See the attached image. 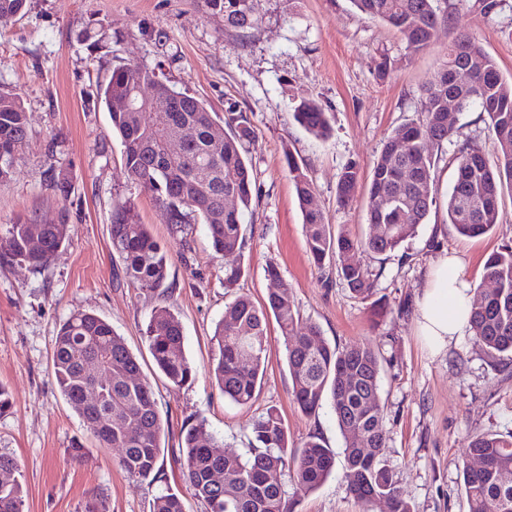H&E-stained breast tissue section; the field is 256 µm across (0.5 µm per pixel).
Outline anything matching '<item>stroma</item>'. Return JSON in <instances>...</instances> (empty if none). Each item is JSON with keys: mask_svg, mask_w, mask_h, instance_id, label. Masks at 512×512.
Listing matches in <instances>:
<instances>
[{"mask_svg": "<svg viewBox=\"0 0 512 512\" xmlns=\"http://www.w3.org/2000/svg\"><path fill=\"white\" fill-rule=\"evenodd\" d=\"M261 8V24L246 34L226 28L223 13L205 0H28L24 13L0 18V91L18 94L29 116L28 141L10 179L0 182V225L31 216L51 224L64 213L70 224L68 241L48 268L0 267V385L11 396L10 408L0 413V454L20 464L26 512H150L154 496L167 487L183 493L186 512H207L188 494L175 462L184 427L204 421L223 437L225 452L243 454L250 423L269 406L281 412L293 448L315 433L333 451L342 450L330 405L308 416L293 403L276 322L268 324L267 370L252 404L225 399L205 375L225 303L238 292L263 301L273 286L266 277L270 265L288 283L303 321L319 326L330 344H368L387 357L380 381L383 453L415 512H468L466 438L512 431V364L490 366L468 335L432 354L415 327L418 297L439 257L458 256L464 280L476 289L488 255L512 247V197L487 235H459L436 206L414 238L369 259L374 295L393 310L375 326L368 303L350 293L335 266L313 265L286 163L291 156L306 168L313 204L333 229L367 235L373 163L392 131L417 119L422 89L445 60L451 35L476 37L512 78V0H501L493 15L459 0L451 27L439 29L419 54L409 53L388 25L357 13L349 0H262ZM383 57L390 71L381 78ZM120 62L144 64L210 111L243 116L254 129L246 156L256 187L240 256L216 255L202 224L191 225L187 235L173 234L151 195L128 177L121 141L98 96ZM304 99L331 114L329 139H316L294 121L293 108ZM468 142L496 160L488 122L474 108L456 115L437 156L439 200L453 184L451 158ZM350 163L357 164L360 179L353 198L341 205L336 184ZM60 167L72 176L65 198L49 184L52 169ZM118 199L131 200L133 221L148 225L168 253L167 303L198 370L179 388L157 370L148 349L146 328L157 295L130 285L112 250ZM238 263L245 273L230 292L224 270ZM77 308L112 325L153 386L166 422L161 481L127 478L118 466L120 449L98 446L55 383L56 328ZM76 439L85 446L80 459L71 454ZM284 490L289 512H386L359 503L339 469L312 493H297L289 483Z\"/></svg>", "mask_w": 512, "mask_h": 512, "instance_id": "1", "label": "stroma"}]
</instances>
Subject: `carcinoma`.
Here are the masks:
<instances>
[{"label":"carcinoma","instance_id":"cac0c4a2","mask_svg":"<svg viewBox=\"0 0 512 512\" xmlns=\"http://www.w3.org/2000/svg\"><path fill=\"white\" fill-rule=\"evenodd\" d=\"M224 13L225 26L245 31L262 22L261 0H206ZM369 19L397 29L412 53L425 50L441 27L449 26L456 10L453 0H350ZM472 57L482 60L478 73L468 71ZM171 89L155 71L139 63H123L112 69L99 86L112 131L123 146L128 176L150 193L165 213L172 232L186 233L190 224L207 227L213 251L221 256L242 249L243 224L251 208L254 174L245 157V144L254 130L241 117L225 119L208 110L196 97H181L174 112H155L146 103V91ZM459 111L476 106L485 114L497 145L492 164L476 144L455 157V180L443 203L444 221L462 236L475 238L498 223L504 190H512V80H507L495 61L469 35L448 42L443 67L426 84L420 117L395 128L373 165L368 188L366 237L335 232L323 212L312 205L313 183L304 167L287 158L295 194L303 215L306 250L314 266L338 262V276L362 300L374 294L373 273L360 256L385 254L401 247L426 223L437 205L435 158L429 145L440 146L452 134L448 127V96ZM127 106H122L123 100ZM294 120L307 132L325 140L331 133L328 113L312 100L300 102ZM226 123L230 132L215 141V131ZM29 122L20 99L0 93V182L10 178L16 156L27 142ZM404 149H398L399 143ZM359 181L356 165L344 167L336 188L339 203L348 202ZM52 188L68 197L71 177L60 169L52 175ZM130 200L112 206V248L122 262L127 281L158 295L161 303L149 317L147 337L153 361L176 387L195 380L196 367L185 351L178 317L166 305L169 286L165 248L145 224L132 222ZM38 238L42 251L30 249ZM69 237L67 214L56 224L36 218L19 219L0 230V265L29 264L47 268ZM278 288L257 304L239 293L224 306V316L213 334L217 355L207 377L238 405L256 397L268 360L267 323L274 316L283 337L291 378L290 394L296 406L312 415L330 403L344 440L343 475L352 495L369 506L377 500L388 512H415L394 473L383 459L387 436L385 406L379 394L384 355L370 346L343 349L331 346L319 327L305 323L295 310L288 283L276 266L266 268ZM483 279L495 288L474 293L470 310L475 344L494 366L512 363V247L491 254ZM373 317L392 313L376 299L370 303ZM108 363L94 373L86 370L75 352ZM53 373L70 407L91 429L102 447L122 449L118 466L136 481L162 478L160 439L164 424L151 383L140 374V365L112 325L86 310L73 311L58 327L53 347ZM251 448L246 455L217 454L224 442L209 433L205 424L188 427L179 448L183 479L208 512H285L284 479L302 493L318 489L335 469V453L313 434L297 451L289 450L288 430L279 410L267 407L250 427ZM478 457L485 466L473 470L463 465V482L469 512H512V432L481 433L468 438L465 459ZM10 469L13 479L0 482V512H23L25 490L18 478L19 462L0 455V470ZM151 512H185L180 494L166 490L157 495Z\"/></svg>","mask_w":512,"mask_h":512}]
</instances>
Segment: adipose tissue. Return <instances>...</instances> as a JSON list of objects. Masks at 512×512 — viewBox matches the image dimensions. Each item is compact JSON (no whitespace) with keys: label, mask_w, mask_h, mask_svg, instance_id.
Returning <instances> with one entry per match:
<instances>
[{"label":"adipose tissue","mask_w":512,"mask_h":512,"mask_svg":"<svg viewBox=\"0 0 512 512\" xmlns=\"http://www.w3.org/2000/svg\"><path fill=\"white\" fill-rule=\"evenodd\" d=\"M458 267L456 256L441 258L431 268L427 284L417 301V334L435 354L446 350L470 328L472 297Z\"/></svg>","instance_id":"obj_1"}]
</instances>
